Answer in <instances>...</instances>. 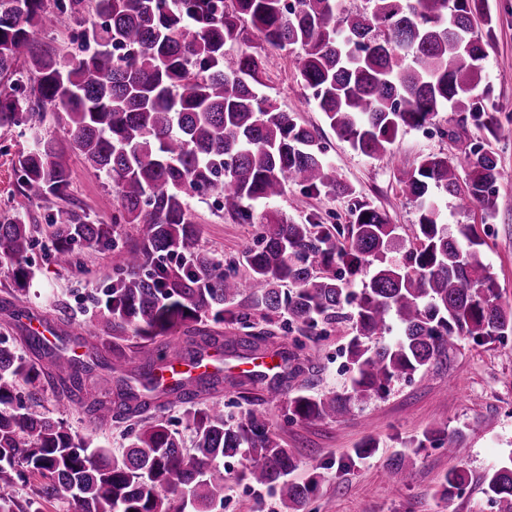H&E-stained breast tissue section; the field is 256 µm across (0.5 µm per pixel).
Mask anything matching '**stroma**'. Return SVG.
I'll list each match as a JSON object with an SVG mask.
<instances>
[{
    "mask_svg": "<svg viewBox=\"0 0 512 512\" xmlns=\"http://www.w3.org/2000/svg\"><path fill=\"white\" fill-rule=\"evenodd\" d=\"M486 8L493 24L482 75L491 87L487 108L497 113L503 125L501 139H493L472 125L459 138H450L453 114L445 110L434 125L400 131L390 155L377 160L365 158L324 123L300 82L295 53L286 50L269 52L267 93L281 110L317 129L339 177L355 196L378 207L398 225L405 249L412 242L418 210L396 189L398 168L415 166L429 154L453 156L479 145L495 151L503 177L496 185L492 213L452 197L443 200L442 208L449 227L473 225L484 242V260L496 279L501 301L512 306V0H488ZM80 32V26L68 19L53 30L37 33L35 44L40 51L63 60L77 51ZM31 145L32 137L23 128L0 130V219L19 217L28 224H41L56 203L52 197L28 199L20 191L17 160ZM64 160L71 173V200L92 218L111 223L117 202L106 179L88 169L74 152H66ZM189 205L201 242L209 252L236 260L253 244L256 226L225 215L213 198L195 197ZM347 205V198L325 193L305 195L291 186L270 207L298 224L313 216L327 224H343ZM50 253V242L39 239L28 257L35 276L28 295L22 298L16 297L11 276L0 267V336L7 337L15 349L24 347L25 328L18 317L10 315L8 302L31 310L37 320L68 318L70 334L84 332L95 312L92 287L111 276L120 261L115 250L83 249L79 252L80 268L71 270L56 266ZM350 332L349 325L344 324L329 336L306 342L302 354L314 371L289 381L279 400L268 401L260 388L243 399L236 389L224 387L202 396L201 401L223 402L227 412L238 418L252 409L266 414L284 446L296 451L299 466L294 479L317 482L309 512H497L482 490V478L512 457V338L504 344L485 346L459 338L446 357L432 362L414 379L395 382L385 396L355 403L343 417L288 422L287 401L297 391L320 394L343 390L348 384L351 372L342 349ZM44 404L52 416L64 419L94 445L115 450L124 446L123 428H113L108 435L94 430L79 404L57 400L50 391L44 394ZM432 426L462 432L460 448L452 454L444 448L422 449L412 456L406 479H398L388 466L390 458ZM369 438L377 442L376 452L351 460L353 448ZM451 469L465 473L466 485L450 498L441 494L440 484Z\"/></svg>",
    "mask_w": 512,
    "mask_h": 512,
    "instance_id": "35a3bbf8",
    "label": "stroma"
}]
</instances>
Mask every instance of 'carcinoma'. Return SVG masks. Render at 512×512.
Instances as JSON below:
<instances>
[{
	"label": "carcinoma",
	"mask_w": 512,
	"mask_h": 512,
	"mask_svg": "<svg viewBox=\"0 0 512 512\" xmlns=\"http://www.w3.org/2000/svg\"><path fill=\"white\" fill-rule=\"evenodd\" d=\"M0 0V129L40 127L47 115L66 127L71 148L104 175L117 201L103 224L69 200L63 149L40 138L18 158L30 199L60 200L45 227L0 220V259L15 279H28V254L44 231L63 268L79 266L75 245L117 248L114 226L139 225L112 279L97 289L89 323L97 343L62 336L86 348L70 358L34 336L30 356L0 340V512H223L226 458L242 460L235 475L276 496L271 512H306L311 483L288 479L293 449L271 432L263 413L235 420L224 406L196 407L200 394L224 383L249 393L267 384L277 398L288 380L312 366L281 347L277 330L295 326L307 338L348 322L345 354L352 372L343 393L288 399V419H336L351 405L387 392L448 355L461 336L483 346L512 335V307L500 302L470 224L457 235L437 198L464 196L486 209L502 177L492 150L450 158L423 157L397 176L417 206L413 247L396 257L398 227L358 199L336 175L316 131L282 111L265 93V46L297 52L300 83L336 135L379 159L401 130L432 123L449 108L498 138L500 123L476 93L485 59L483 30L492 27L485 0H365L349 11L342 0H93L97 20L84 27L80 54L60 61L34 50V35L67 14L80 19L85 0ZM257 32L265 46L252 44ZM349 197L346 224H296L261 216L257 244L243 262L205 252L188 199L215 195L224 211L254 223L252 204L280 197L288 185ZM177 258L173 266L161 262ZM364 275L357 289L350 283ZM247 309H231L243 291ZM267 327L255 330L254 316ZM204 318L239 325V336L196 327ZM400 326L394 340L371 344ZM187 359L213 348L259 359L272 351L281 371L215 374L160 385L155 372L173 349ZM133 356H127L126 350ZM132 359L136 376L119 374ZM77 398L98 430L129 422L116 454L45 411L44 385ZM178 409L166 419L149 414ZM190 431L185 446L178 426ZM461 433L425 430L416 447L453 453ZM465 476L452 469L441 493L453 497ZM498 512H512V456L483 477Z\"/></svg>",
	"instance_id": "1"
}]
</instances>
